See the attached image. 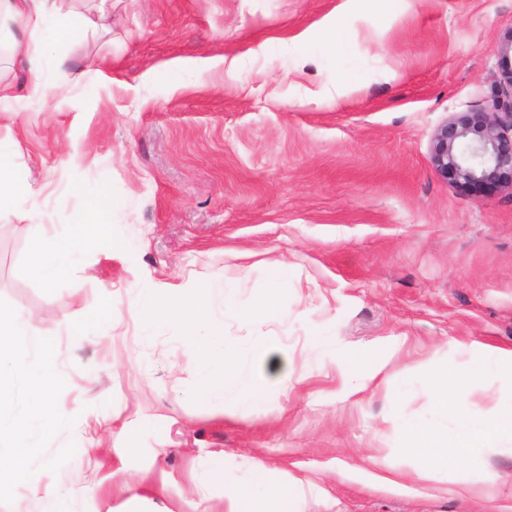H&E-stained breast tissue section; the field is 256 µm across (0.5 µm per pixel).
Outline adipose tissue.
<instances>
[{"mask_svg": "<svg viewBox=\"0 0 512 512\" xmlns=\"http://www.w3.org/2000/svg\"><path fill=\"white\" fill-rule=\"evenodd\" d=\"M0 14L15 22L24 32L31 70H38L42 56L48 50L49 35L65 37L70 30L90 26V19L72 11L63 10L57 0H0ZM74 264V252L65 248L56 238L39 239L29 261L32 277L45 285H53L64 277ZM212 285L188 288L167 301H159L155 293L139 297L137 304L144 324L154 319L179 323L188 344L204 357L205 365L199 379L201 395L223 398L226 388L238 386L231 400H225L224 416H237L240 408L259 407L270 387L269 380L256 375L248 384H240V369L233 356L231 339L224 326L210 313L209 296ZM388 357L376 348L355 353L348 360L343 374L341 391L352 397H363L382 381ZM512 368V353L486 351L484 357L464 369L440 368L423 362L418 366L425 378L424 387L443 414L452 415L453 426L440 433L434 424L403 425L402 452L410 459L420 460L416 469L419 478H430L435 469H442L446 480L455 485L458 493L470 494L476 489L493 493L494 482H480L478 475L465 472V455L477 448H497L512 444V405L500 413L476 422L459 411L458 387L478 379L492 366ZM20 376L27 390V406L21 420L0 417V442L13 448L33 447L35 439L47 428L68 423L70 414L53 399L61 379L56 364L45 342L31 332L29 314L11 309H0V377ZM300 488L298 480L255 489L238 488L230 499L228 512H293L291 505Z\"/></svg>", "mask_w": 512, "mask_h": 512, "instance_id": "obj_1", "label": "adipose tissue"}]
</instances>
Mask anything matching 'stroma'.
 <instances>
[{
  "label": "stroma",
  "instance_id": "obj_1",
  "mask_svg": "<svg viewBox=\"0 0 512 512\" xmlns=\"http://www.w3.org/2000/svg\"><path fill=\"white\" fill-rule=\"evenodd\" d=\"M96 33L46 56L31 89L20 27L0 26V145L30 183L0 207V307L32 313L72 415L30 448L0 512H226L235 489L296 477L297 512H512V452L466 466L494 496L441 483L381 489L413 470L394 418L433 421L413 366L512 351V191L440 177L436 128L490 99L512 0H65ZM336 23V46L286 38ZM106 195L105 246L52 286L34 279L36 236L74 238ZM288 264L272 287L269 264ZM229 283L246 319L211 308L246 370L273 380L234 420L197 396L204 358L167 323L145 328L138 289ZM87 335H78V328ZM278 342L284 355L252 353ZM390 353L364 400L339 393L354 352ZM475 419L512 404V375L462 388Z\"/></svg>",
  "mask_w": 512,
  "mask_h": 512
}]
</instances>
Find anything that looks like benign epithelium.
Instances as JSON below:
<instances>
[{"mask_svg":"<svg viewBox=\"0 0 512 512\" xmlns=\"http://www.w3.org/2000/svg\"><path fill=\"white\" fill-rule=\"evenodd\" d=\"M498 92L487 105L456 112L435 130L430 162L443 178L512 189V35L503 38Z\"/></svg>","mask_w":512,"mask_h":512,"instance_id":"obj_1","label":"benign epithelium"}]
</instances>
